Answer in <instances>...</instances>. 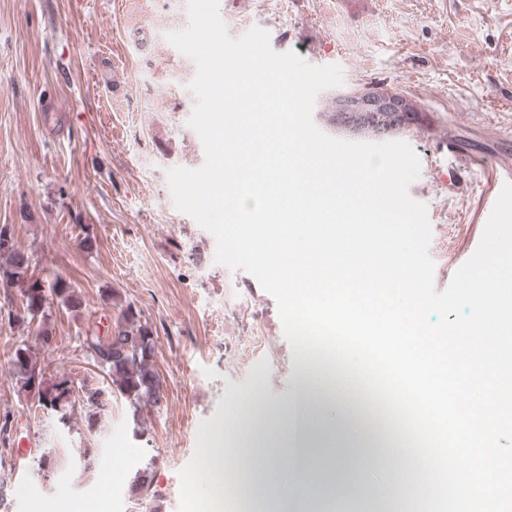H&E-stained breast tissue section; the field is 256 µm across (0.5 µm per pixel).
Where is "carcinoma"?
Instances as JSON below:
<instances>
[{
  "mask_svg": "<svg viewBox=\"0 0 512 512\" xmlns=\"http://www.w3.org/2000/svg\"><path fill=\"white\" fill-rule=\"evenodd\" d=\"M31 256L13 243L7 248L0 246V288L4 293L13 290L19 292L21 308L15 314L16 320L30 324L42 322L35 343L19 345L9 360L10 372L23 391L36 387L39 395H48L49 400L43 407L55 411L58 421H67L72 389L68 381L46 385V367L41 354L48 346L45 340L54 339L52 330L46 322V306L49 298L58 300L65 309L81 313L85 301L81 292L67 280L57 274L50 282L35 277L32 271ZM156 342L152 328L141 320V312L132 304L121 309L118 321L107 327L103 334L95 335L94 341L86 343L85 350L94 362L102 368L111 380V384L129 402L133 422H138L147 406H155L161 401V382L154 367ZM105 393L100 390L85 394L89 411L85 422L92 428L97 422V410L103 405L101 398ZM150 460L136 471L130 486V496L137 501L154 502L153 467Z\"/></svg>",
  "mask_w": 512,
  "mask_h": 512,
  "instance_id": "cac0c4a2",
  "label": "carcinoma"
}]
</instances>
